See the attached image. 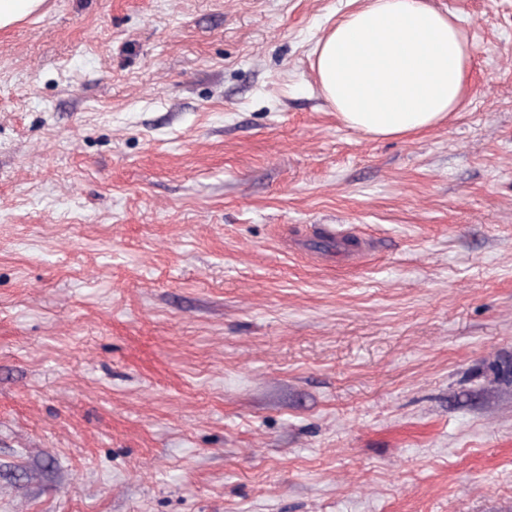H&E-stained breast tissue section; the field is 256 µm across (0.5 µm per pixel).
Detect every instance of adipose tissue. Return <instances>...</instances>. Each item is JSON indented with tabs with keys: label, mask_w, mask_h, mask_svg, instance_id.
<instances>
[{
	"label": "adipose tissue",
	"mask_w": 512,
	"mask_h": 512,
	"mask_svg": "<svg viewBox=\"0 0 512 512\" xmlns=\"http://www.w3.org/2000/svg\"><path fill=\"white\" fill-rule=\"evenodd\" d=\"M473 52L458 17L429 0H365L318 41L313 68L347 126L402 137L459 110Z\"/></svg>",
	"instance_id": "ef3b65f1"
}]
</instances>
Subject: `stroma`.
Returning a JSON list of instances; mask_svg holds the SVG:
<instances>
[{
  "instance_id": "obj_1",
  "label": "stroma",
  "mask_w": 512,
  "mask_h": 512,
  "mask_svg": "<svg viewBox=\"0 0 512 512\" xmlns=\"http://www.w3.org/2000/svg\"><path fill=\"white\" fill-rule=\"evenodd\" d=\"M401 138L312 68L359 0L0 29V512H512V0Z\"/></svg>"
}]
</instances>
